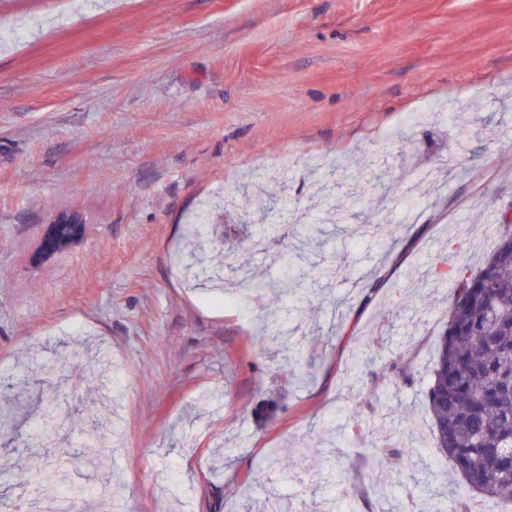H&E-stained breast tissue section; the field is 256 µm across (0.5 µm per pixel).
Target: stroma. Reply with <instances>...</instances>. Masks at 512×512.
<instances>
[{"label": "stroma", "instance_id": "stroma-1", "mask_svg": "<svg viewBox=\"0 0 512 512\" xmlns=\"http://www.w3.org/2000/svg\"><path fill=\"white\" fill-rule=\"evenodd\" d=\"M1 22L21 38L0 42V500L37 512L61 458L94 480L74 512H448L463 482L423 394L441 271L477 270L512 214V0H0ZM331 164L336 192L369 185L376 238L303 220ZM247 177L288 233L252 269L317 271L258 302L202 293L183 263L205 204L225 246L244 239L221 200ZM62 212L85 237L35 261ZM280 304L294 367L251 348ZM400 356L412 384L375 377ZM102 407L112 442L88 467ZM44 408L52 443L29 437ZM371 438L436 481L375 470ZM273 452L299 458L288 481Z\"/></svg>", "mask_w": 512, "mask_h": 512}]
</instances>
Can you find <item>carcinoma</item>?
I'll use <instances>...</instances> for the list:
<instances>
[{
    "label": "carcinoma",
    "instance_id": "obj_1",
    "mask_svg": "<svg viewBox=\"0 0 512 512\" xmlns=\"http://www.w3.org/2000/svg\"><path fill=\"white\" fill-rule=\"evenodd\" d=\"M281 239L255 224L242 251ZM207 244L218 260H228L230 269L242 252L219 247L203 215L192 224L191 245L195 250ZM446 274L454 282L453 292L425 388L434 445L472 491L512 502V225H501L496 249L477 271ZM242 283L258 298L276 287L249 271ZM381 371L397 384L411 383L401 358L381 365ZM370 449L376 469L391 466L394 453L386 444L378 441ZM53 488L68 498L91 490L88 483L67 478Z\"/></svg>",
    "mask_w": 512,
    "mask_h": 512
}]
</instances>
